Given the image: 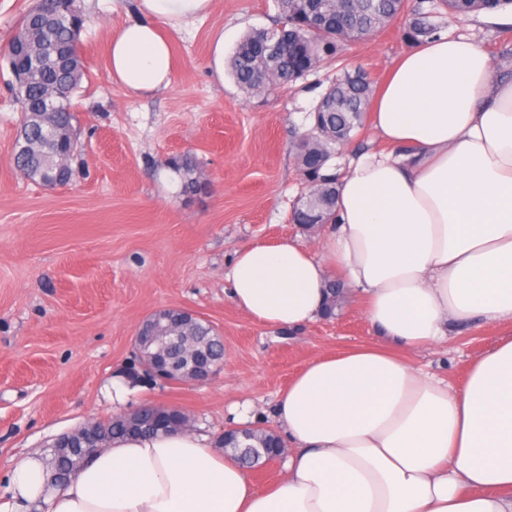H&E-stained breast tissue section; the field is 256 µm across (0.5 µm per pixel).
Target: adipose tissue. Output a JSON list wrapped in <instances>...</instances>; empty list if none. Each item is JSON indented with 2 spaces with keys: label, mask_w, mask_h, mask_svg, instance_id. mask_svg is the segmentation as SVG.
Segmentation results:
<instances>
[{
  "label": "adipose tissue",
  "mask_w": 512,
  "mask_h": 512,
  "mask_svg": "<svg viewBox=\"0 0 512 512\" xmlns=\"http://www.w3.org/2000/svg\"><path fill=\"white\" fill-rule=\"evenodd\" d=\"M212 2L138 0L140 20L109 39L112 80L135 94L168 86L163 27ZM372 130L321 253L259 242L226 275L239 310L291 331L320 316L330 268L365 300L374 343L313 359L278 398L284 477L259 487L204 436L160 433L113 441L60 485L28 454L0 512H512V337L458 390L409 360L460 329L512 325V79L465 36L414 43Z\"/></svg>",
  "instance_id": "adipose-tissue-1"
}]
</instances>
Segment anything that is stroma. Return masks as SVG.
Returning a JSON list of instances; mask_svg holds the SVG:
<instances>
[{
    "mask_svg": "<svg viewBox=\"0 0 512 512\" xmlns=\"http://www.w3.org/2000/svg\"><path fill=\"white\" fill-rule=\"evenodd\" d=\"M85 68L76 99L82 165L45 187L14 169L20 114L0 61V496L17 462L63 432L144 404L186 411L210 439L232 425L228 407L248 402L249 426L278 429L275 404L318 356L369 341L361 300L347 295L335 318L295 332L237 309L226 273L236 251L294 238L321 248V229L291 221L303 186L294 144L336 66L325 63L292 88L243 94L219 77L225 55L251 29L271 27L277 0H213L209 15L165 28L173 76L161 90L128 93L107 70L110 31L137 19L135 0H76ZM409 47L399 23L352 45L348 58L382 80ZM195 156L210 188L183 192L168 157ZM187 309L224 338V367L201 386L128 383L112 402V379L133 359L138 324L161 309ZM512 326L488 324L414 353L430 377L461 387L472 362Z\"/></svg>",
    "mask_w": 512,
    "mask_h": 512,
    "instance_id": "1",
    "label": "stroma"
}]
</instances>
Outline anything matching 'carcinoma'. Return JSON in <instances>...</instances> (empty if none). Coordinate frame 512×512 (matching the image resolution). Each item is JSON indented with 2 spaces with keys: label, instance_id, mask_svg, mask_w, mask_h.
<instances>
[{
  "label": "carcinoma",
  "instance_id": "carcinoma-1",
  "mask_svg": "<svg viewBox=\"0 0 512 512\" xmlns=\"http://www.w3.org/2000/svg\"><path fill=\"white\" fill-rule=\"evenodd\" d=\"M512 8V0H279L280 19L270 29H253L238 43L230 59V74L236 85L250 96L285 89L299 79L316 72L325 62L339 64L333 78L315 105L311 129L300 135L296 158L306 192L294 207L292 220L304 228L331 224L335 218L336 174L328 172L336 148L348 146L366 129L371 102L377 83L360 64L345 57L346 46L371 38L389 23L402 21L401 36L408 42L431 38L443 29V19L466 18L482 10ZM74 0H41L35 9L24 13L17 32L3 47L0 57L14 68H23L26 59L15 53L18 38L28 32L34 11L54 17L62 16L48 33L41 35L48 48L66 52L68 65L54 63L34 73L28 86V105L19 106L20 122H28V108L45 105L46 94L55 90L60 109L52 112L49 125H30L26 129L34 151L14 158L18 174L39 178L43 185L56 186L70 181L76 169L59 170L43 161L42 153L65 155L69 161L81 156L76 129L77 115L73 97L80 88L84 67L79 46V26L85 19L74 12ZM279 41L275 53L266 49L271 40ZM183 180L187 191L205 186L196 160L184 155L167 162ZM329 300L324 317L336 316L343 298V284L331 279L327 284ZM181 335L192 337L213 353L224 349L214 328L201 322L185 325ZM102 425L110 439L135 434L126 420L115 416ZM248 440L240 436L221 442L218 447L231 453L243 466L252 468L274 456L278 438L271 430H250Z\"/></svg>",
  "mask_w": 512,
  "mask_h": 512
}]
</instances>
